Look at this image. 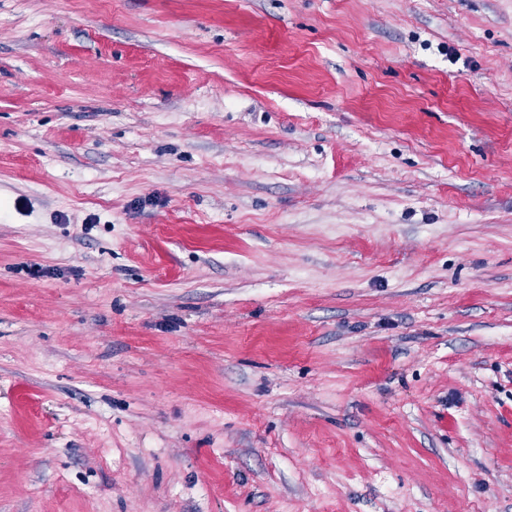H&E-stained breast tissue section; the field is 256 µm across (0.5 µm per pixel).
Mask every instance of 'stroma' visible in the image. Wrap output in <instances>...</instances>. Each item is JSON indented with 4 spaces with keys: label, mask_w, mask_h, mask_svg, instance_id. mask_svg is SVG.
Here are the masks:
<instances>
[{
    "label": "stroma",
    "mask_w": 512,
    "mask_h": 512,
    "mask_svg": "<svg viewBox=\"0 0 512 512\" xmlns=\"http://www.w3.org/2000/svg\"><path fill=\"white\" fill-rule=\"evenodd\" d=\"M0 512H512V0H0Z\"/></svg>",
    "instance_id": "35a3bbf8"
}]
</instances>
